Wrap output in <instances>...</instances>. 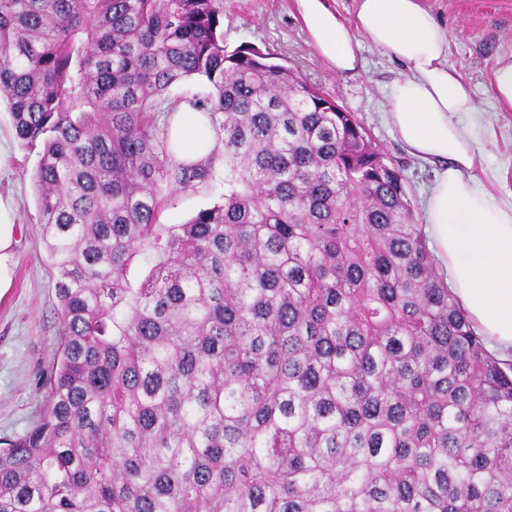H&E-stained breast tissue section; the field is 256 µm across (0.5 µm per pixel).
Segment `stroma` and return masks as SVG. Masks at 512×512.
Listing matches in <instances>:
<instances>
[{
	"label": "stroma",
	"instance_id": "obj_1",
	"mask_svg": "<svg viewBox=\"0 0 512 512\" xmlns=\"http://www.w3.org/2000/svg\"><path fill=\"white\" fill-rule=\"evenodd\" d=\"M450 36L448 65L469 83L475 113L462 116L473 132L480 163L475 171L497 200L512 204V111L495 101L492 78L500 57L512 54V0H426ZM224 43H250L276 54L308 83L321 87L345 111L354 113L372 140L399 166L416 218H423L435 178L434 165L412 156L387 120L385 90L404 66L362 44V67L339 74L316 52L295 0H216ZM38 147L16 138L9 109L0 103V197L9 199L18 223L13 283L0 296V440L26 433L39 419L43 386L57 360L58 299L39 224L37 187L32 179ZM222 182L175 192L160 215L164 224L186 222L219 202Z\"/></svg>",
	"mask_w": 512,
	"mask_h": 512
}]
</instances>
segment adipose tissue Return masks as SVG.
<instances>
[{"mask_svg": "<svg viewBox=\"0 0 512 512\" xmlns=\"http://www.w3.org/2000/svg\"><path fill=\"white\" fill-rule=\"evenodd\" d=\"M318 53L339 73L362 65L369 42L407 69L387 93L389 121L408 152L439 167L425 207L426 232L451 287L477 334L500 359L512 358V205L501 204L475 176L474 137L457 117L475 112L472 90L448 65L450 38L425 0H357L352 20L327 0H296ZM176 158L204 160L214 149L213 126L188 103L169 117ZM15 213L0 198V295L12 285Z\"/></svg>", "mask_w": 512, "mask_h": 512, "instance_id": "adipose-tissue-1", "label": "adipose tissue"}]
</instances>
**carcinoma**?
I'll use <instances>...</instances> for the list:
<instances>
[{
	"label": "carcinoma",
	"mask_w": 512,
	"mask_h": 512,
	"mask_svg": "<svg viewBox=\"0 0 512 512\" xmlns=\"http://www.w3.org/2000/svg\"><path fill=\"white\" fill-rule=\"evenodd\" d=\"M192 77L223 116L201 163L154 119ZM0 98L42 144L61 326L0 512H512V362L362 123L227 50L215 0H0ZM224 194V184L218 180L195 191L174 192L160 215L161 224H183L200 209L219 202Z\"/></svg>",
	"instance_id": "carcinoma-1"
}]
</instances>
